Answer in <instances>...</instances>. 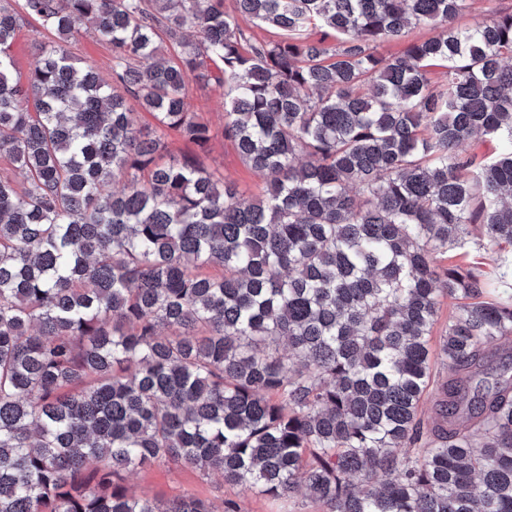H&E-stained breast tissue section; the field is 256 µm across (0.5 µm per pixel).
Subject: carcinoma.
Returning <instances> with one entry per match:
<instances>
[{
  "mask_svg": "<svg viewBox=\"0 0 512 512\" xmlns=\"http://www.w3.org/2000/svg\"><path fill=\"white\" fill-rule=\"evenodd\" d=\"M472 5L0 3V157L25 177L0 175V512H242L124 485L169 464L325 512H512V366L467 387L512 297L448 261L512 246V7L458 24ZM89 25L110 84L68 49ZM226 85L216 132L192 90ZM171 131L231 142L263 194ZM432 35V31L429 27L424 25H416L411 27L402 40L391 41L382 44L378 51L383 55L390 56L401 53L409 41L427 38ZM31 26H26L21 30L15 42L13 52L17 62V67L25 72L29 64L33 61L35 41L41 40L38 35L32 32ZM453 310V305L450 301L444 300L440 312L438 321L433 330V336L431 338V346L433 351V372L435 374L434 387L430 388V392L421 403V416L425 423V427L430 429L433 426L434 421V389L437 384H442L448 381V378L452 376V373L448 371V366L442 360L439 354V342L441 336L448 324V315Z\"/></svg>",
  "mask_w": 512,
  "mask_h": 512,
  "instance_id": "obj_1",
  "label": "carcinoma"
}]
</instances>
